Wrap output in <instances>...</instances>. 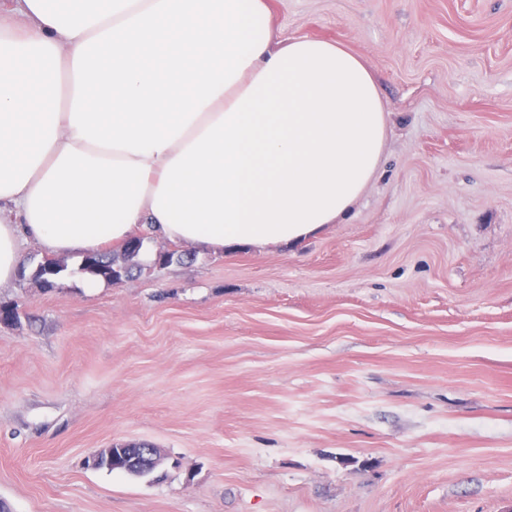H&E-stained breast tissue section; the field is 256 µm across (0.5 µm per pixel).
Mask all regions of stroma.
<instances>
[{"label":"stroma","mask_w":512,"mask_h":512,"mask_svg":"<svg viewBox=\"0 0 512 512\" xmlns=\"http://www.w3.org/2000/svg\"><path fill=\"white\" fill-rule=\"evenodd\" d=\"M372 71L388 134L290 245L0 287L7 512H512V0H268ZM147 442L146 477L93 470Z\"/></svg>","instance_id":"stroma-1"}]
</instances>
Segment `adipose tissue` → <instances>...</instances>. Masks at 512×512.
Instances as JSON below:
<instances>
[{
  "label": "adipose tissue",
  "mask_w": 512,
  "mask_h": 512,
  "mask_svg": "<svg viewBox=\"0 0 512 512\" xmlns=\"http://www.w3.org/2000/svg\"><path fill=\"white\" fill-rule=\"evenodd\" d=\"M387 127L365 63L275 41L267 0H0V286L25 240H302L374 179Z\"/></svg>",
  "instance_id": "obj_1"
}]
</instances>
